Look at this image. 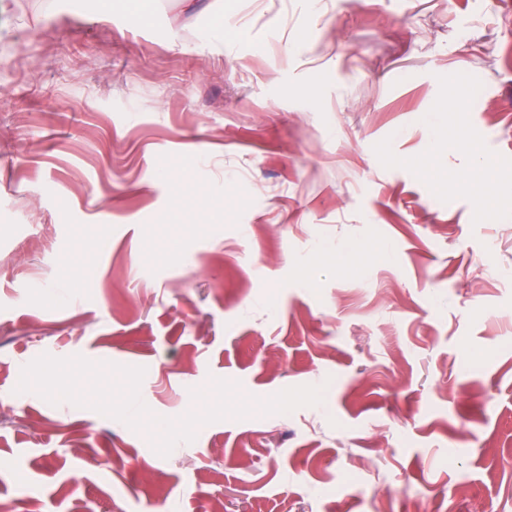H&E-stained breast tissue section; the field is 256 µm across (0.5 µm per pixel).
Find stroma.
<instances>
[{"label": "stroma", "mask_w": 512, "mask_h": 512, "mask_svg": "<svg viewBox=\"0 0 512 512\" xmlns=\"http://www.w3.org/2000/svg\"><path fill=\"white\" fill-rule=\"evenodd\" d=\"M43 354L325 394L163 457ZM0 395L10 512H512V0H0Z\"/></svg>", "instance_id": "stroma-1"}]
</instances>
